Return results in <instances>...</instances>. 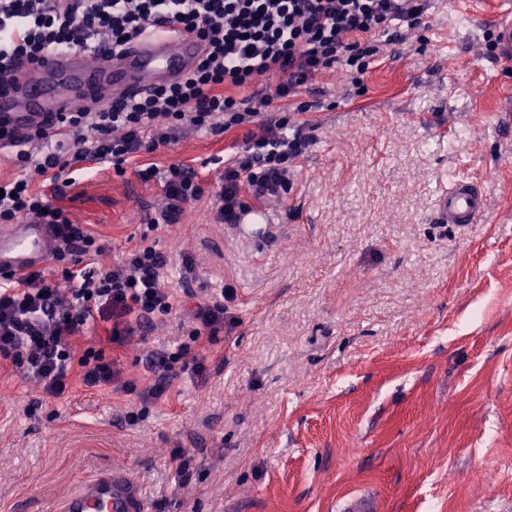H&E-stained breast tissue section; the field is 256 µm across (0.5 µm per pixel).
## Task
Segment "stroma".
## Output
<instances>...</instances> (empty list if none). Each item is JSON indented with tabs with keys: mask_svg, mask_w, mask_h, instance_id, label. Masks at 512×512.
<instances>
[{
	"mask_svg": "<svg viewBox=\"0 0 512 512\" xmlns=\"http://www.w3.org/2000/svg\"><path fill=\"white\" fill-rule=\"evenodd\" d=\"M512 0H430L348 94L341 70L303 90L306 152L269 199L264 236L216 216L220 166L241 131L186 132L53 191L121 258L151 234L168 284L224 293L223 359L175 380L130 419L137 395L73 386L59 400L0 363V512H59L81 483L120 468L149 512H333L368 492L378 512H512V62L487 39ZM191 166L202 199L150 230L160 179ZM481 182L479 223L434 212L455 177ZM184 310L115 348L122 378L187 341Z\"/></svg>",
	"mask_w": 512,
	"mask_h": 512,
	"instance_id": "1",
	"label": "stroma"
}]
</instances>
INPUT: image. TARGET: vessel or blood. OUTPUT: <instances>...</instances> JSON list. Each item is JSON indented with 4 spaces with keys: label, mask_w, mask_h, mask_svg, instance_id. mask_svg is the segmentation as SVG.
Masks as SVG:
<instances>
[{
    "label": "vessel or blood",
    "mask_w": 512,
    "mask_h": 512,
    "mask_svg": "<svg viewBox=\"0 0 512 512\" xmlns=\"http://www.w3.org/2000/svg\"><path fill=\"white\" fill-rule=\"evenodd\" d=\"M205 50L195 35L159 32L122 54H100L89 63L80 54H60L43 65L25 66L12 87L0 93V124L22 134L33 125L90 101L106 105L108 96L145 93L179 79ZM485 200L476 181L460 178L438 197L436 214L448 224H474ZM54 239L48 225L27 220L0 231V272L20 278L50 256ZM135 484L122 470L83 482L64 500L61 512H145Z\"/></svg>",
    "instance_id": "1"
}]
</instances>
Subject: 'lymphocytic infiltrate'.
Returning a JSON list of instances; mask_svg holds the SVG:
<instances>
[{
	"label": "lymphocytic infiltrate",
	"mask_w": 512,
	"mask_h": 512,
	"mask_svg": "<svg viewBox=\"0 0 512 512\" xmlns=\"http://www.w3.org/2000/svg\"><path fill=\"white\" fill-rule=\"evenodd\" d=\"M426 10L427 0H0V76L72 51L117 52L159 25L191 32L206 44L196 66L175 82L113 99L105 108L82 105L59 115L65 140H57V126L39 125L21 139L0 130V141L16 147L19 168L55 183L87 161L123 172L142 152L170 143L177 130L226 133L277 105L279 116L265 134L246 136L224 161L218 215L234 224L264 198L288 192L290 166L310 143L303 133L310 106L299 100L302 89L335 67L362 89L380 52L369 35L387 30L391 42L402 41L403 29H415ZM273 76L278 82L264 97L251 95L254 84ZM138 175L163 181L165 204L150 220L154 227L176 223L204 193L197 173L184 164L161 172L148 167ZM31 178L0 181V223L25 218L48 225L58 270L36 268L20 280H0V357L38 381L49 397H62L75 381L88 389L116 383L137 393L145 409L162 401L181 374H202L210 356L205 338L224 322L218 301L195 306L191 340L199 360L187 361L184 346L153 353V380L140 389L121 382L116 360L104 349L82 346L101 322L109 326L107 343L122 345L186 301L164 286L171 257L154 242L141 239L120 261L106 262L97 233L34 192Z\"/></svg>",
	"instance_id": "1"
}]
</instances>
